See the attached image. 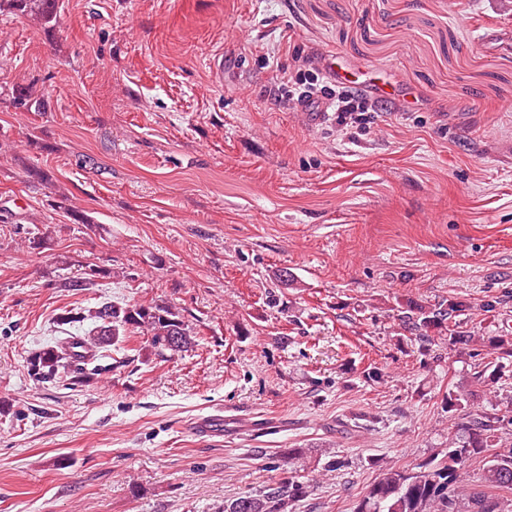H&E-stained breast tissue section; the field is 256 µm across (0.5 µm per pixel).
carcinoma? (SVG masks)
<instances>
[{
	"label": "carcinoma",
	"instance_id": "cac0c4a2",
	"mask_svg": "<svg viewBox=\"0 0 512 512\" xmlns=\"http://www.w3.org/2000/svg\"><path fill=\"white\" fill-rule=\"evenodd\" d=\"M60 0H0V11L8 10L29 17L40 26L57 18ZM104 274L89 269L86 276L59 284L61 288L86 289ZM462 301L448 306L427 308L406 301L403 321L416 332V352L425 365L437 342L465 345L469 357L478 361L475 384L487 391L505 375V362L512 363V334L474 336L458 330L455 314L465 310ZM94 328L83 336H70L57 346L41 349L32 356V369L47 380L63 373L72 384L86 382L85 369L72 370L70 349H81L79 361L87 365L97 349L113 345L127 331L143 329L151 343L181 351L191 344V329L179 312L164 305L117 306L105 303L91 315ZM448 332L443 336L442 332ZM473 393L448 387L444 401L448 411L461 414L456 431L448 437V448L409 469L392 462L377 463L379 475L356 502L354 512H512V415L472 413L466 401ZM480 464L477 481L470 480L467 467ZM312 485L296 475L288 476L259 494L246 492L224 503L222 512H288V507L305 499Z\"/></svg>",
	"mask_w": 512,
	"mask_h": 512
}]
</instances>
